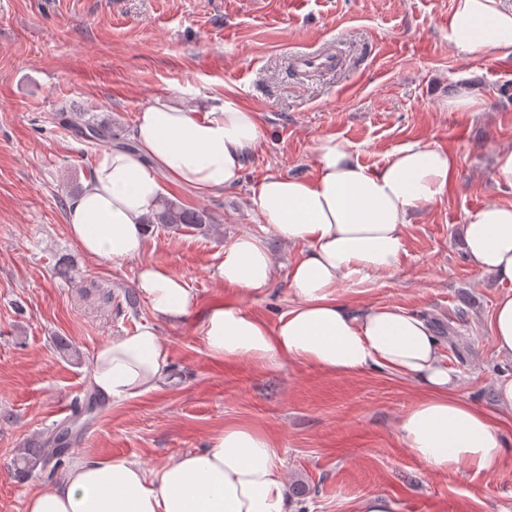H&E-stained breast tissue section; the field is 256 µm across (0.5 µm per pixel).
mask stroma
Returning <instances> with one entry per match:
<instances>
[{"instance_id": "stroma-1", "label": "stroma", "mask_w": 512, "mask_h": 512, "mask_svg": "<svg viewBox=\"0 0 512 512\" xmlns=\"http://www.w3.org/2000/svg\"><path fill=\"white\" fill-rule=\"evenodd\" d=\"M454 0H0V512H26L48 472L14 475L21 448L68 421L91 390L95 349L152 316L129 305L137 264L84 255L70 237V203L90 184L100 146L73 135L77 109L132 138L140 110L167 94L189 108L233 93L258 112L263 139L236 186L171 200L205 208V231L153 229L144 260L182 277L201 306L230 297L213 276L225 245L260 232L251 202L271 173L314 178L318 138L349 143L380 168L401 146L424 141L456 155L448 192L418 212L392 273L343 285L353 305H394L424 317L458 397L493 415L506 449L488 471H432L398 438L396 424L421 395L389 371L331 374L312 364H259L211 356L198 323L155 322L171 372L160 389L105 403L76 435L72 457L163 465L204 447L229 424L273 441L295 512H358L370 494L397 512H512V413L495 382L512 373L492 340L491 313L504 286L473 269L462 228L483 206L512 204L492 177L497 150L512 144V55L471 57L449 46ZM296 50L333 55L332 70L305 73ZM473 89L478 113L443 103ZM277 282L249 308L275 323L288 305L289 265L300 246L268 238ZM71 261V279L54 273ZM153 321V320H152ZM304 495H297V486Z\"/></svg>"}]
</instances>
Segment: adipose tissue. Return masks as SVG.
Segmentation results:
<instances>
[{
  "label": "adipose tissue",
  "mask_w": 512,
  "mask_h": 512,
  "mask_svg": "<svg viewBox=\"0 0 512 512\" xmlns=\"http://www.w3.org/2000/svg\"><path fill=\"white\" fill-rule=\"evenodd\" d=\"M447 38L463 53L512 54V11L499 0H455ZM262 138L257 113L233 95L199 111L159 95L138 115L135 149L100 153L90 186L68 210L69 233L86 256L118 264L138 261L134 283L154 320L95 350L94 391L117 402L159 389L170 375V357L155 323L193 314L207 351L217 358L310 363L335 374L386 369L410 378L423 394L402 415L397 431L415 456L439 473L463 463L477 472L492 468L504 439L487 413L457 397V381L429 323L393 305L353 308L337 293L341 283L395 270L414 213L440 200L455 177L453 153L413 142L372 170L345 141L319 138L314 179L270 175L254 190L264 232H242L225 246L213 275L234 295L208 308H201L182 277L143 260L147 220L165 184L202 193L236 185ZM268 234L305 247L288 269L291 302L273 325L244 305L276 281L275 260L264 240ZM463 239L470 265L505 286L491 326L498 355L512 361V204L476 211ZM292 508L272 442L247 425L225 426L204 448L156 468L124 459H77L26 503L27 512Z\"/></svg>",
  "instance_id": "1"
}]
</instances>
